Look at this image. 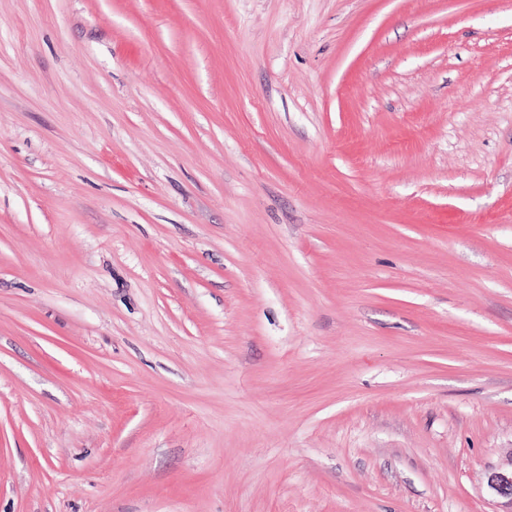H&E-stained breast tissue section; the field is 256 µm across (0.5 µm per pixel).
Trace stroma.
<instances>
[{
    "label": "stroma",
    "instance_id": "stroma-1",
    "mask_svg": "<svg viewBox=\"0 0 512 512\" xmlns=\"http://www.w3.org/2000/svg\"><path fill=\"white\" fill-rule=\"evenodd\" d=\"M512 0H0V512H496Z\"/></svg>",
    "mask_w": 512,
    "mask_h": 512
}]
</instances>
